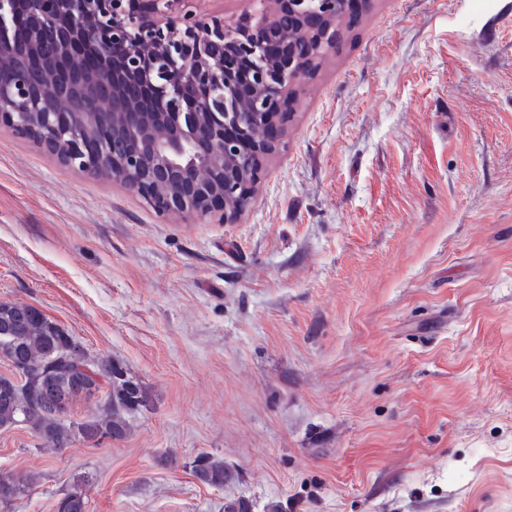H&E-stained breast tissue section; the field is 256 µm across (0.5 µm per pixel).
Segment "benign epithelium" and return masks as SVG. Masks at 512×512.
Returning <instances> with one entry per match:
<instances>
[{"label": "benign epithelium", "instance_id": "7a95c632", "mask_svg": "<svg viewBox=\"0 0 512 512\" xmlns=\"http://www.w3.org/2000/svg\"><path fill=\"white\" fill-rule=\"evenodd\" d=\"M194 0H7L0 127L158 213L230 224L279 144L318 44L336 47V0H260L232 25ZM303 38L288 39V27ZM50 72L49 87L36 76ZM105 113L97 136L55 107Z\"/></svg>", "mask_w": 512, "mask_h": 512}]
</instances>
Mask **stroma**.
Returning <instances> with one entry per match:
<instances>
[{"instance_id":"1","label":"stroma","mask_w":512,"mask_h":512,"mask_svg":"<svg viewBox=\"0 0 512 512\" xmlns=\"http://www.w3.org/2000/svg\"><path fill=\"white\" fill-rule=\"evenodd\" d=\"M237 223L0 129V301L149 394L0 512H512V0H362ZM223 458L216 489L189 464Z\"/></svg>"}]
</instances>
